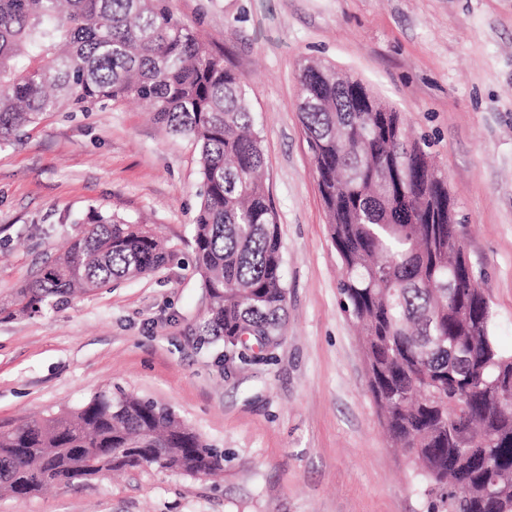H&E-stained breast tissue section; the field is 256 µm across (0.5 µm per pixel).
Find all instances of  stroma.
<instances>
[{"label":"stroma","mask_w":512,"mask_h":512,"mask_svg":"<svg viewBox=\"0 0 512 512\" xmlns=\"http://www.w3.org/2000/svg\"><path fill=\"white\" fill-rule=\"evenodd\" d=\"M246 81L288 289L283 340L242 364L194 324L202 181L193 143L132 102L51 112L0 145V428L101 389L170 405L224 452L218 476L142 466L0 512H429L391 448L355 328L298 104L311 58L361 80L425 139L448 179L471 267L512 351V0H167ZM147 221L167 264L22 310L18 292L89 209Z\"/></svg>","instance_id":"35a3bbf8"}]
</instances>
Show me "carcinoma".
I'll return each mask as SVG.
<instances>
[{
    "label": "carcinoma",
    "instance_id": "1",
    "mask_svg": "<svg viewBox=\"0 0 512 512\" xmlns=\"http://www.w3.org/2000/svg\"><path fill=\"white\" fill-rule=\"evenodd\" d=\"M298 110L340 262V306L362 341L369 391L432 512H512V352L468 277L456 204L426 143L363 83L305 59ZM317 106H303L307 99ZM139 100L193 141L203 190L194 271L207 297L196 335L250 350L282 337L287 289L277 213L245 79L174 18L166 0H0V144L49 112ZM49 271L21 286L38 309L75 290L148 275L162 241L91 209ZM154 465L191 476L224 452L173 408L100 390L72 410L0 430V494Z\"/></svg>",
    "mask_w": 512,
    "mask_h": 512
}]
</instances>
